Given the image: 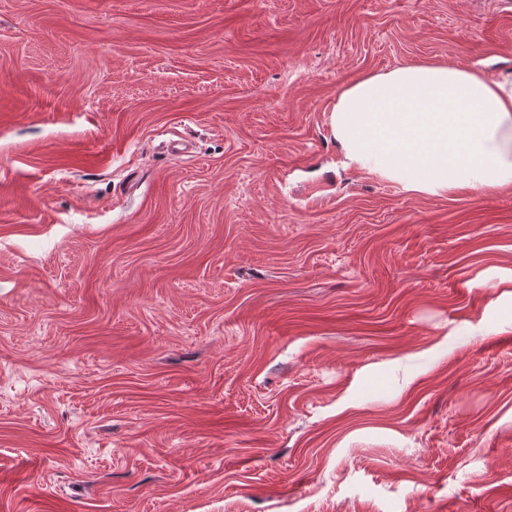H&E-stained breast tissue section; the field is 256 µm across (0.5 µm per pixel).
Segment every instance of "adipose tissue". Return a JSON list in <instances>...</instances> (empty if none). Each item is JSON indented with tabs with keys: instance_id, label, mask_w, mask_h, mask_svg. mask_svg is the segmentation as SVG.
Returning <instances> with one entry per match:
<instances>
[{
	"instance_id": "1",
	"label": "adipose tissue",
	"mask_w": 512,
	"mask_h": 512,
	"mask_svg": "<svg viewBox=\"0 0 512 512\" xmlns=\"http://www.w3.org/2000/svg\"><path fill=\"white\" fill-rule=\"evenodd\" d=\"M330 123L347 165L441 196L512 184V72L409 65L346 86Z\"/></svg>"
}]
</instances>
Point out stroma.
<instances>
[{
	"label": "stroma",
	"mask_w": 512,
	"mask_h": 512,
	"mask_svg": "<svg viewBox=\"0 0 512 512\" xmlns=\"http://www.w3.org/2000/svg\"><path fill=\"white\" fill-rule=\"evenodd\" d=\"M418 64L512 0H0V512H512V184L330 127Z\"/></svg>",
	"instance_id": "obj_1"
}]
</instances>
